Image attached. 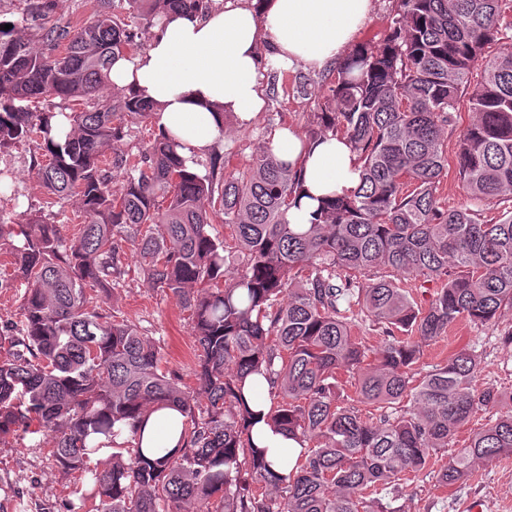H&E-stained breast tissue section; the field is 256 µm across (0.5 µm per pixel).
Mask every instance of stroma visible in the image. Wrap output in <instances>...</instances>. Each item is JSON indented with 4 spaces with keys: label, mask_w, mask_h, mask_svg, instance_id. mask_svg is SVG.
Instances as JSON below:
<instances>
[{
    "label": "stroma",
    "mask_w": 512,
    "mask_h": 512,
    "mask_svg": "<svg viewBox=\"0 0 512 512\" xmlns=\"http://www.w3.org/2000/svg\"><path fill=\"white\" fill-rule=\"evenodd\" d=\"M336 75L333 65L320 71L300 69L293 73L270 69L264 111L249 128L229 127L223 142L202 162L200 174H208L214 167L226 176L244 171L252 162L257 144L268 140L281 126L309 135L314 114L323 104L320 92ZM0 156L14 160L19 186L18 193H0V222L10 224L27 216L58 225L63 238L76 236L79 197L50 199L37 178L36 166L46 159L42 139L35 137L2 148ZM123 263L129 274L110 290L106 311L153 336L161 347L164 365L178 375L180 386L196 389L189 310L171 292L153 287L141 271L133 247H126ZM511 326L512 312L484 325L459 320L447 335L423 343L417 367L428 371L467 342L482 357L480 385L511 393L512 348H505L503 343L504 331ZM52 446L49 435L0 437V512H91V483L57 467L50 453ZM450 455L447 448L433 455L419 477L410 481L405 496L398 501L401 512H467L466 503L475 500L493 501L496 512H512V456L477 467L466 482L443 487L439 476Z\"/></svg>",
    "instance_id": "1"
}]
</instances>
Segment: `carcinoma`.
Here are the masks:
<instances>
[{"label":"carcinoma","instance_id":"1","mask_svg":"<svg viewBox=\"0 0 512 512\" xmlns=\"http://www.w3.org/2000/svg\"><path fill=\"white\" fill-rule=\"evenodd\" d=\"M211 2L97 0L93 19L73 30L52 20L56 0H26L29 37L0 19V148L40 134L48 163L37 176L51 197L79 195L82 218L68 241L56 224H0V246L25 284L20 320L0 326L9 352L0 361V434L26 433L37 420L54 435L56 464L91 474L96 512H178L186 503L196 512H400L404 477L503 400L477 385L481 359L469 345L416 369L421 345L411 334L433 341L461 318L483 325L512 310V6L398 0L391 32L357 46L323 94L310 138L344 136L360 183L305 229L286 218L300 173L269 140L236 177L189 170L179 142L161 136L99 165L124 137L116 113L155 112L131 95H103L115 57L144 46L116 10L125 4L151 24ZM491 43L500 52L488 57ZM42 97L86 103L63 113L73 131L62 142L50 140L54 113L27 106ZM464 108L472 120L458 135L456 170L468 202L448 209L439 195L445 133ZM114 169L123 173L117 188ZM494 199L499 216L482 219L480 205ZM219 214L229 241L209 232ZM125 243L147 279L192 310L203 406L162 369L153 338L100 312L101 293L127 275ZM382 266L398 279L372 278ZM418 277L440 282L425 310L400 285ZM360 316L382 330L378 348L354 334ZM343 372L372 416L351 403ZM251 374L268 383L269 421L316 441L286 476L270 474L246 431ZM154 406L184 416L177 456L150 459L136 442ZM124 426L131 436L118 443ZM109 447L112 465L90 468ZM510 456L512 410L473 433L440 482H464L475 466ZM380 488L386 496L371 497Z\"/></svg>","mask_w":512,"mask_h":512}]
</instances>
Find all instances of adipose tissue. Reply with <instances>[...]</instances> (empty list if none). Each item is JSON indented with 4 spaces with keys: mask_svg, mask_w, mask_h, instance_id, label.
Segmentation results:
<instances>
[{
    "mask_svg": "<svg viewBox=\"0 0 512 512\" xmlns=\"http://www.w3.org/2000/svg\"><path fill=\"white\" fill-rule=\"evenodd\" d=\"M371 11L372 0H221L202 15L166 13L145 49L114 60L109 83L154 104L158 132L179 141V155L194 170L223 138L227 117L246 128L262 111L269 67L321 70L342 63ZM272 146L281 162L301 171L289 223L309 226L323 200L351 193L360 183L344 137L309 140L285 126ZM255 384L251 378L244 387L254 418L251 440L274 473L288 475L304 446L267 423L271 403ZM183 421L174 409L149 412L140 433L147 456L177 454Z\"/></svg>",
    "mask_w": 512,
    "mask_h": 512,
    "instance_id": "ef3b65f1",
    "label": "adipose tissue"
}]
</instances>
